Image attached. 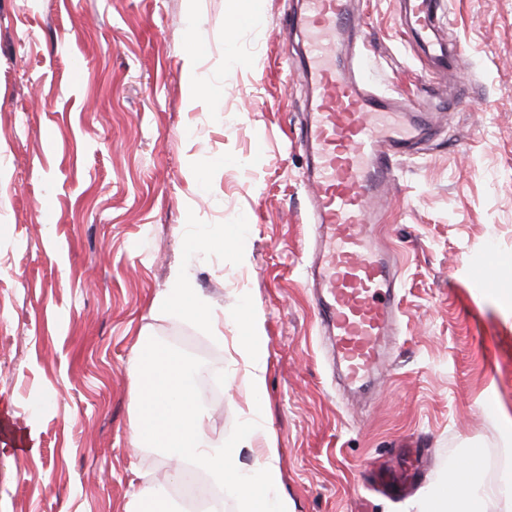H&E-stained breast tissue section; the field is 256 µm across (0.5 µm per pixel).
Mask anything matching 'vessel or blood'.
Returning <instances> with one entry per match:
<instances>
[{
    "instance_id": "b4317fda",
    "label": "vessel or blood",
    "mask_w": 512,
    "mask_h": 512,
    "mask_svg": "<svg viewBox=\"0 0 512 512\" xmlns=\"http://www.w3.org/2000/svg\"><path fill=\"white\" fill-rule=\"evenodd\" d=\"M305 52L299 67L316 99L298 130L309 157L318 246L308 267L321 325L333 336L336 358L348 381H362L380 358L400 311L398 266L374 236L381 200L395 176L396 161L426 134L428 121L413 103L396 109L367 89L359 55L339 62L340 39L359 43L363 25L350 0H304ZM405 21L414 38L428 41V0H406Z\"/></svg>"
}]
</instances>
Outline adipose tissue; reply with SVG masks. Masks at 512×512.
<instances>
[{
  "instance_id": "ef3b65f1",
  "label": "adipose tissue",
  "mask_w": 512,
  "mask_h": 512,
  "mask_svg": "<svg viewBox=\"0 0 512 512\" xmlns=\"http://www.w3.org/2000/svg\"><path fill=\"white\" fill-rule=\"evenodd\" d=\"M152 305L214 328L222 324L209 299L193 288L179 268L173 270L169 288L157 294ZM235 322L243 331L237 353L249 408L235 447H225L223 441L210 436L208 409L186 357L146 336L141 337L135 358L131 444L163 449L176 463L170 483H179L189 471L208 477L214 496L198 505L197 512H224V487L228 484L239 494L243 512H292L281 491L279 451L265 426L268 351L263 316L251 298L243 299ZM253 448L258 451L255 464L242 469L240 451ZM484 472L483 455L466 450L445 477L413 502L414 512H512V482L487 481Z\"/></svg>"
}]
</instances>
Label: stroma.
I'll use <instances>...</instances> for the list:
<instances>
[{"label": "stroma", "instance_id": "35a3bbf8", "mask_svg": "<svg viewBox=\"0 0 512 512\" xmlns=\"http://www.w3.org/2000/svg\"><path fill=\"white\" fill-rule=\"evenodd\" d=\"M0 0V512H127L139 336L186 353L210 433L232 446L248 405L234 363L242 296L267 337V426L294 512H407L464 449L512 436V0H435L431 45L399 0H355L366 73L430 128L400 158L381 228L401 280L400 335L346 381L302 268L316 227L296 133L312 98L290 69L301 0ZM201 43L198 70L184 63ZM211 99L191 105L196 79ZM209 174L197 184L189 163ZM254 221L232 250L195 226ZM488 262L497 286H474ZM183 268L224 315L216 340L153 309ZM252 218L250 215L246 214L242 216V223L239 225H235L236 229L229 235L224 231L220 235H207L205 233H201L195 238H193L192 245L190 247V251L192 252H206L214 248H220L222 250L226 248H234L238 247L241 235L246 227L244 224H251Z\"/></svg>", "mask_w": 512, "mask_h": 512}]
</instances>
